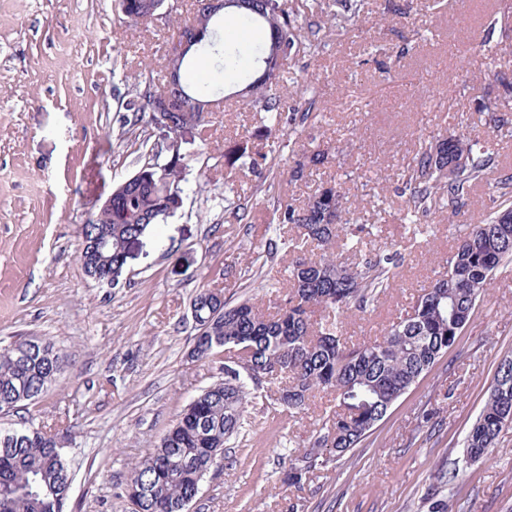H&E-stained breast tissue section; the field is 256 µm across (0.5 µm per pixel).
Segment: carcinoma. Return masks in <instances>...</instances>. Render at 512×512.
Masks as SVG:
<instances>
[{
  "instance_id": "obj_1",
  "label": "carcinoma",
  "mask_w": 512,
  "mask_h": 512,
  "mask_svg": "<svg viewBox=\"0 0 512 512\" xmlns=\"http://www.w3.org/2000/svg\"><path fill=\"white\" fill-rule=\"evenodd\" d=\"M359 11L358 0H314L301 7L336 20L333 7ZM121 12L135 23L167 18L169 0H120ZM298 12L289 0H243L212 15L199 6L193 19L179 23L164 59L187 39L190 47L178 61L183 95L170 102V131L187 126H207L202 115L199 86L220 82L226 68L238 65L242 51L232 33L258 29L267 33L259 48L260 73L246 88L247 96L277 131L299 135L318 110L308 98L303 109L288 106L294 91L285 74L296 57L316 49V31L303 32ZM503 54L512 50V17L503 16L499 27ZM504 95L479 99L475 111L488 116L497 129L512 128V69L493 71ZM139 104L129 105L125 122L134 127L142 114L157 111L165 83L141 71L133 76ZM161 152L132 176L112 189V211H95L97 220L81 225L86 265L104 259L112 277L120 279L126 265L127 242L142 236L149 226L169 217L171 205L183 189L168 182L159 163ZM243 164L263 181L281 175L259 150L242 153ZM496 166L494 154L464 132L418 140L417 150L403 169L402 183L409 191L402 222L416 223L439 198L459 207L472 187ZM346 181L322 184L297 207L274 201L278 224L298 228L291 247L297 253L320 251L316 259L299 258L289 270L291 287L266 315L250 300L219 302L201 307L203 323L195 328L192 353L206 361L224 354V379L210 385L180 413L152 451L131 467L128 486L140 491L134 512H186L196 499L202 477L224 458V445L243 428L244 403L253 392L276 386L277 401L291 414L303 412L313 392L334 396L336 410L327 417L305 451L290 459L288 480L299 486L309 474L327 470L334 458L358 447L385 418L393 404L434 364L460 336L495 268L512 259V175L495 185L499 204L471 218L470 229L448 254L443 271L414 296L409 309L396 317L384 333L371 342L342 339L346 312H366L390 287L398 253L382 251L365 256L351 266L335 253L336 243L356 249L375 226L354 222ZM236 220L246 227L251 206L246 199L230 202ZM109 235L108 245L97 251V240ZM62 354L39 339L36 350L24 360L0 346V415L37 399L56 381ZM512 416V361L498 367L488 398L464 441V459L475 460L493 447L507 416ZM69 462L58 434L47 426L31 427L25 421L0 424V512H64L69 496Z\"/></svg>"
}]
</instances>
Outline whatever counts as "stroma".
I'll list each match as a JSON object with an SVG mask.
<instances>
[{"instance_id":"1","label":"stroma","mask_w":512,"mask_h":512,"mask_svg":"<svg viewBox=\"0 0 512 512\" xmlns=\"http://www.w3.org/2000/svg\"><path fill=\"white\" fill-rule=\"evenodd\" d=\"M169 20L133 24L117 0H0V345L27 336L55 344L63 371L20 415L60 429L71 463L68 512H132V462L156 444L184 407L224 377V360H192L195 296L257 297L274 305L271 271L294 254L269 241L280 231L271 195L303 201L323 182L348 175L359 221L381 227L372 248L398 251L391 288L343 323L346 337L380 335L429 285L471 215L485 212L493 187L512 173V134L493 131L473 103L499 92L484 46L494 17L512 0H411L410 14L362 0L358 17L322 25L314 55L297 58L289 82L319 77L322 118L282 142L237 91L254 75L252 54L204 88L224 98L216 123L170 132L143 119L125 126L135 97L127 73L144 60L161 77L170 25L188 0H171ZM416 47L398 50L407 40ZM464 129L494 152L497 166L473 188L459 214L438 200L418 223H402L399 174L418 135ZM264 148L276 163L310 147L330 152L302 180L282 176L266 194L237 160ZM180 153L169 179L182 204L133 244L115 286L89 279L78 259V229L135 173L151 149ZM253 203L242 228L224 203ZM512 359V261L502 262L462 334L392 406L358 448L289 485L292 455L303 452L334 403L318 394L290 414L273 392H254L245 424L224 460L201 484L191 512H512V425L492 452L462 464L463 438L479 416L500 362Z\"/></svg>"}]
</instances>
